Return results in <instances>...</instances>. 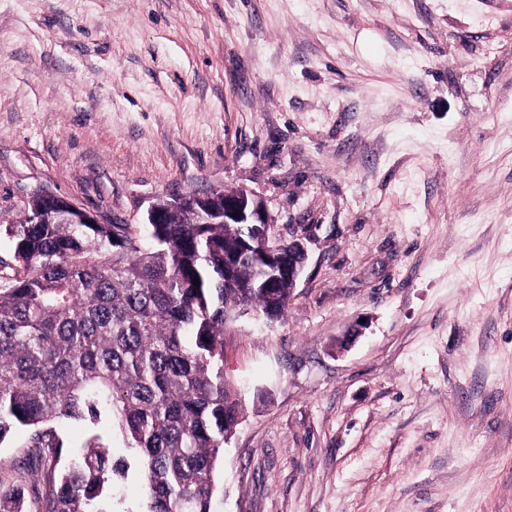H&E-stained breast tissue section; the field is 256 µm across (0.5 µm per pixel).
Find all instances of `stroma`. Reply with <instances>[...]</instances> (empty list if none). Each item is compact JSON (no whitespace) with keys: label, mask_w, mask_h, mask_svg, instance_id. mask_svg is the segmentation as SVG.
<instances>
[{"label":"stroma","mask_w":512,"mask_h":512,"mask_svg":"<svg viewBox=\"0 0 512 512\" xmlns=\"http://www.w3.org/2000/svg\"><path fill=\"white\" fill-rule=\"evenodd\" d=\"M235 188L308 259L224 325L211 512H512V0H0V223Z\"/></svg>","instance_id":"stroma-1"}]
</instances>
